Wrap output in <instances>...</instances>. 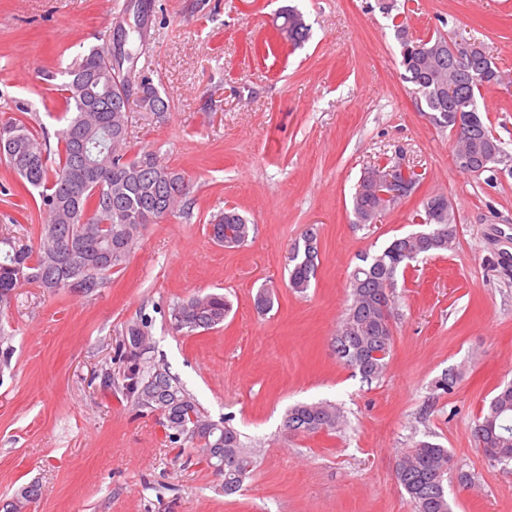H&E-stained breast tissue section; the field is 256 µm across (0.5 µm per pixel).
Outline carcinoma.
Here are the masks:
<instances>
[{
	"label": "carcinoma",
	"instance_id": "1",
	"mask_svg": "<svg viewBox=\"0 0 512 512\" xmlns=\"http://www.w3.org/2000/svg\"><path fill=\"white\" fill-rule=\"evenodd\" d=\"M276 31L280 38L298 45L309 27L294 7L281 13ZM401 45L404 78L413 84L419 99L431 112L435 125L453 130L458 113L472 119L468 138L457 141L455 164L465 174L493 176L500 164L496 149L501 140L492 134L478 108L477 98L491 86H509L512 78L494 66L490 57L480 59L479 72L458 68L450 41L441 35L416 38L408 24L395 25ZM140 53L112 52L105 42L68 64L62 91L65 121L54 136L58 159L49 161L45 132L30 123L24 103L17 101L18 117L0 121V157L18 176L17 192L33 197L41 220L35 248L0 238V318L8 315L16 291L34 285L54 293L72 289L79 277L81 290L91 294L100 288L112 269L122 266L146 224L157 223L185 206L190 184L180 170L163 162L156 152L137 150L129 135V97L124 66L136 64ZM141 90L139 111L161 119L169 111L167 101L144 71L134 73ZM390 206L376 195L353 194L354 223L374 224ZM420 224L435 222L441 233L430 242L412 235L394 238L372 258H363L351 276V302L333 339L336 358L357 369L363 379L382 376L393 346L387 327L396 275L420 256L444 253L455 241L454 212L448 197L433 194L416 215ZM212 237L226 248L244 246L252 224L234 208L211 215ZM304 236L295 245L289 286L303 293L315 278L316 256ZM231 303L222 294L196 295L176 304L172 324L188 333L214 329L224 323ZM155 383V373L143 375L140 364L128 369L126 392L142 408L157 411L168 441L180 452L196 454L199 462L215 470L224 467V494L238 492L254 461L240 433L228 421L215 422L201 412L197 400L166 369ZM283 422L296 424L303 435L333 433L343 424L340 409L328 401L299 403L286 411ZM477 447L490 465L512 462V382L497 392L475 420ZM451 455L438 443L422 440L396 459L395 477L408 497L410 512H452L446 485ZM39 486L19 490L5 512H25L37 499Z\"/></svg>",
	"mask_w": 512,
	"mask_h": 512
}]
</instances>
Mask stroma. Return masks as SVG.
Masks as SVG:
<instances>
[{"label": "stroma", "instance_id": "obj_1", "mask_svg": "<svg viewBox=\"0 0 512 512\" xmlns=\"http://www.w3.org/2000/svg\"><path fill=\"white\" fill-rule=\"evenodd\" d=\"M288 6L310 27L297 47L276 37ZM396 14L416 36L480 41L512 74V0H0V113L25 101L55 132L61 67L123 25L147 44L139 63L169 103L162 120L131 112V141L191 184L189 214L145 225L95 293L18 289L0 321L13 350L0 364V506L35 483L26 512H410L395 459L430 440L475 478L449 481L452 512H512V464L490 465L473 438L512 381V174L488 182L456 167L453 136L403 78ZM479 108L512 152V89H485ZM396 160L422 182L378 223L356 224L360 176ZM16 180L0 162V237L32 244L20 220L32 199L13 194ZM436 193L453 204L454 247L398 276L388 365L365 381L331 348L350 275L415 232ZM226 207L255 226L242 247L210 236V213ZM309 230L318 268L298 293L288 253ZM210 292L232 305L223 325L176 331L174 305ZM137 320L149 340L129 357L121 331ZM134 357L165 368L211 420L230 419L254 460L240 492L225 495L223 476L179 454L159 413L127 396ZM448 371L454 388L436 390ZM321 400L341 407V430L284 434L290 406Z\"/></svg>", "mask_w": 512, "mask_h": 512}]
</instances>
